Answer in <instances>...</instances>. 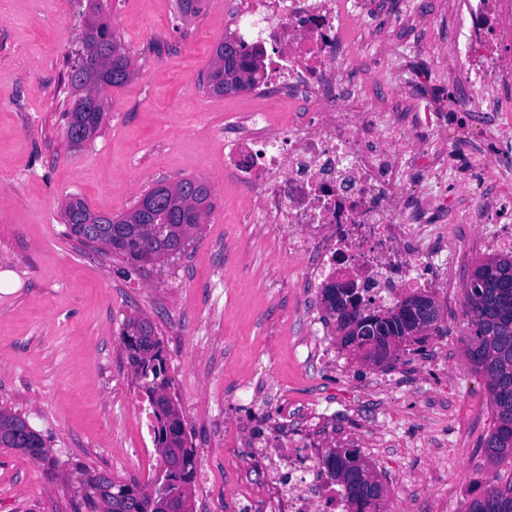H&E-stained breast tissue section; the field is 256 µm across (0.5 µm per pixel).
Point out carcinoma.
<instances>
[{
    "label": "carcinoma",
    "mask_w": 512,
    "mask_h": 512,
    "mask_svg": "<svg viewBox=\"0 0 512 512\" xmlns=\"http://www.w3.org/2000/svg\"><path fill=\"white\" fill-rule=\"evenodd\" d=\"M108 0H86L82 53L76 54L67 73L68 84L83 91V95L68 111L66 137L76 145L73 131L98 132L106 112L104 91L126 84L134 75L132 60L119 42L109 21ZM227 41L215 49L214 62L206 77L207 90L225 95L226 75L224 49ZM249 77L233 79V92L238 93L259 85L262 64L255 57L244 63ZM162 181L143 194L129 211L109 216L93 214L84 200L71 196L63 209V220L71 234L88 244L99 243L127 263L136 265L160 261L171 251L182 253L191 234L200 228L186 219L183 198L195 195L212 209V195L202 181L184 178L178 181L181 196L163 193ZM512 269V254L483 261L472 271L470 279H482L486 287L475 293L466 289L469 317L464 338L465 354L475 373L487 380L490 396L492 427L482 444L483 455L491 467L512 462V291L494 287L498 275ZM395 336L394 324L382 325L373 354L381 363L391 351L384 340ZM121 339L127 360L139 387L146 396L153 417L154 443L162 458V466L147 488L121 484L108 478L111 492L100 491L98 472H84L78 479L82 501L92 512H167L171 505L177 512H189L188 486L196 475L193 450L186 446L184 421L181 412L169 396L171 379L167 374L162 342L155 326L146 317H128L121 329ZM0 447L20 449L34 460H44L49 450L43 436L25 431L24 419L0 409ZM334 478L341 484L348 500L357 506L356 512L372 506L381 509L384 489L375 483L373 494L357 489L336 464L325 460ZM463 512H512V479L505 484H491L485 494L471 499Z\"/></svg>",
    "instance_id": "cac0c4a2"
}]
</instances>
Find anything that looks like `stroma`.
<instances>
[{
    "label": "stroma",
    "mask_w": 512,
    "mask_h": 512,
    "mask_svg": "<svg viewBox=\"0 0 512 512\" xmlns=\"http://www.w3.org/2000/svg\"><path fill=\"white\" fill-rule=\"evenodd\" d=\"M83 8L0 0V270L18 284L0 292V408L25 417L50 452L38 461L0 448V512H89L80 470L142 487L158 472L120 338L134 314L156 327L187 445L209 471L189 487L192 512H232L239 484L262 498L251 453L271 434L359 449L383 485L381 512H462L493 475L512 477L482 455L490 402L465 355V293L376 365L341 348L322 306L303 312L278 229L242 223L246 191L224 170V126L258 101L204 87L224 0L184 19L177 0H112L135 73L105 91L100 131L74 147L62 113L78 97L64 83ZM186 177L210 187L213 208L181 255L135 267L66 234L69 196L115 215L158 180Z\"/></svg>",
    "instance_id": "35a3bbf8"
}]
</instances>
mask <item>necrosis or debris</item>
Instances as JSON below:
<instances>
[{"label": "necrosis or debris", "instance_id": "obj_1", "mask_svg": "<svg viewBox=\"0 0 512 512\" xmlns=\"http://www.w3.org/2000/svg\"><path fill=\"white\" fill-rule=\"evenodd\" d=\"M452 3L459 21L426 75L407 35L431 24L427 0H225L233 36L276 55L256 91L288 120L252 111L258 141L230 122L224 169L249 189L244 223L284 228L279 251L304 259L309 286L346 269L383 310L457 281L469 241L512 253V0ZM256 466L265 512L352 510L303 439L266 438Z\"/></svg>", "mask_w": 512, "mask_h": 512}]
</instances>
